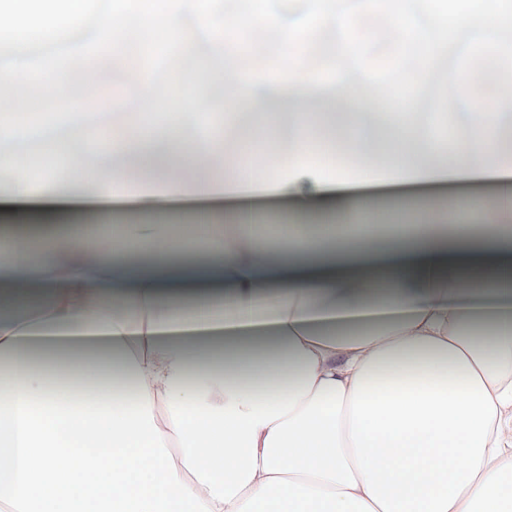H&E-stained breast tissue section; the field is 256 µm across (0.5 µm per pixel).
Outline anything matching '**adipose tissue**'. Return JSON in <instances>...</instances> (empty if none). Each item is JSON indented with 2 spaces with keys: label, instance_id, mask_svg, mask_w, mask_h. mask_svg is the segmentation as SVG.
I'll return each mask as SVG.
<instances>
[{
  "label": "adipose tissue",
  "instance_id": "adipose-tissue-1",
  "mask_svg": "<svg viewBox=\"0 0 512 512\" xmlns=\"http://www.w3.org/2000/svg\"><path fill=\"white\" fill-rule=\"evenodd\" d=\"M216 111L254 108L243 69ZM345 155L364 154L374 97L348 90ZM473 114L463 144L421 146L413 123L377 134L364 181L324 177L318 196L359 184L512 182L500 118ZM308 112L262 128L284 175L132 182L108 160L74 161L79 194L36 183L0 152V211L73 202L103 214L161 204L288 197L319 151ZM162 143L177 160L224 165V143L181 127L113 138L116 154ZM512 196L469 225L457 210L415 224H311L268 243L233 211L205 236L113 226L107 244L62 227L0 242V501L15 512H512ZM220 324L211 345L180 333Z\"/></svg>",
  "mask_w": 512,
  "mask_h": 512
}]
</instances>
